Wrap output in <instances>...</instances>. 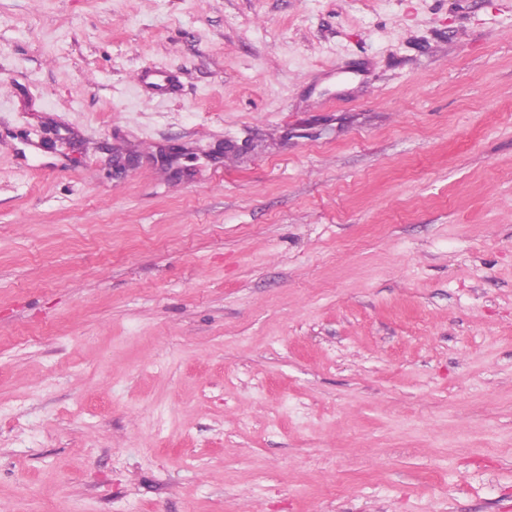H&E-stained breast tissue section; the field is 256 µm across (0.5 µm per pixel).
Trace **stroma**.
Masks as SVG:
<instances>
[{"mask_svg": "<svg viewBox=\"0 0 512 512\" xmlns=\"http://www.w3.org/2000/svg\"><path fill=\"white\" fill-rule=\"evenodd\" d=\"M0 512H512V0H0ZM140 80L151 91L156 93H175L178 80L174 75L162 72L145 71L140 74Z\"/></svg>", "mask_w": 512, "mask_h": 512, "instance_id": "obj_1", "label": "stroma"}]
</instances>
